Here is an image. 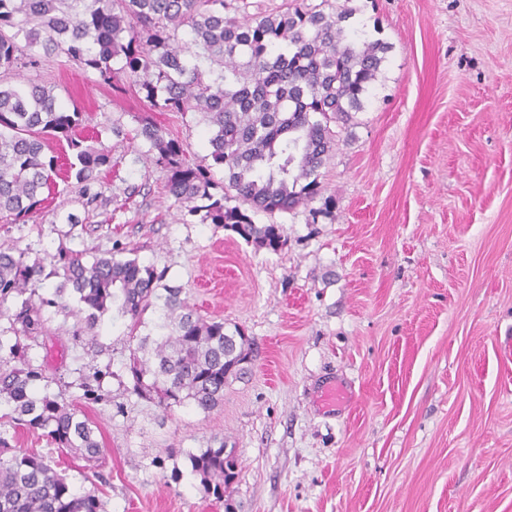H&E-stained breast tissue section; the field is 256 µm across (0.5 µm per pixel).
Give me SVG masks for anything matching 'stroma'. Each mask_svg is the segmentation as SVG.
Masks as SVG:
<instances>
[{
	"label": "stroma",
	"instance_id": "35a3bbf8",
	"mask_svg": "<svg viewBox=\"0 0 512 512\" xmlns=\"http://www.w3.org/2000/svg\"><path fill=\"white\" fill-rule=\"evenodd\" d=\"M334 2L391 49L365 110L338 129L320 197L254 214L279 225L276 253L165 193L167 172L136 135L147 122L182 142L189 164L212 166L226 196L200 114L156 111L61 58L21 72L84 112L111 163L101 203L86 205L63 168L27 223L0 222V247L46 266L62 247L135 249L256 353L213 411L167 408L132 391L127 318L107 311L96 337L80 338L75 298L51 311L25 357L68 383L102 458L23 429L16 444L52 456L104 512H512V0ZM71 214L94 233L71 229ZM97 369L106 401H80ZM330 382L348 392L333 408L319 399ZM221 444L239 475L218 499L188 455Z\"/></svg>",
	"mask_w": 512,
	"mask_h": 512
}]
</instances>
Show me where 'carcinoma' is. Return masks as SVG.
I'll list each match as a JSON object with an SVG mask.
<instances>
[{
  "mask_svg": "<svg viewBox=\"0 0 512 512\" xmlns=\"http://www.w3.org/2000/svg\"><path fill=\"white\" fill-rule=\"evenodd\" d=\"M230 10H238L235 0H0V221L31 217L50 188L55 159L44 154L45 135L75 151L70 168L87 202L102 196L100 171L110 156L77 138L83 113L65 110L46 85L7 83L52 55L105 82L125 75L160 112L202 114L211 157L239 204L224 205L212 193L211 168L187 163L179 141L145 125L140 135L168 172L167 193L188 215L280 251L286 241L279 226L257 224L252 214L290 212L320 195V169L336 142L331 124L364 111L388 46L352 37V12L331 0H287L241 19ZM115 248L90 261L84 250H61L48 272L39 261L28 263L24 250L0 249V307L22 297L9 315L15 341L0 336V512H103L99 498L75 492L51 458L19 454L13 444V430L25 428L61 451L101 453L93 422L51 390L42 366L15 364L21 340L38 341L44 310L67 290L87 332L112 305L129 319V336L138 339L127 364L132 391L154 393L167 408L189 400L210 412L224 400V386L254 361L240 328L226 333L224 321L201 316L182 288L165 283L166 271L119 258L126 248ZM189 461L208 495L223 497L237 476L234 450L222 444Z\"/></svg>",
  "mask_w": 512,
  "mask_h": 512,
  "instance_id": "carcinoma-1",
  "label": "carcinoma"
}]
</instances>
